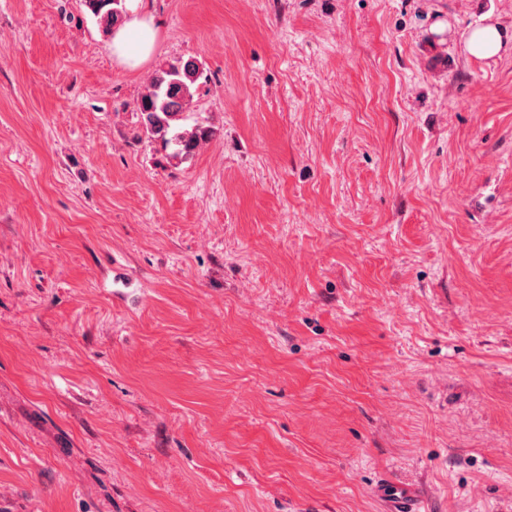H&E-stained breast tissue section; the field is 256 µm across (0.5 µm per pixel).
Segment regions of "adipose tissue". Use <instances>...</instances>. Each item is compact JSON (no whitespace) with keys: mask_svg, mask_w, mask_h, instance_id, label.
I'll list each match as a JSON object with an SVG mask.
<instances>
[{"mask_svg":"<svg viewBox=\"0 0 512 512\" xmlns=\"http://www.w3.org/2000/svg\"><path fill=\"white\" fill-rule=\"evenodd\" d=\"M160 31L147 0H128L126 13L112 29L110 50L122 68L135 71L157 53Z\"/></svg>","mask_w":512,"mask_h":512,"instance_id":"obj_1","label":"adipose tissue"}]
</instances>
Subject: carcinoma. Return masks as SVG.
<instances>
[{
	"label": "carcinoma",
	"mask_w": 512,
	"mask_h": 512,
	"mask_svg": "<svg viewBox=\"0 0 512 512\" xmlns=\"http://www.w3.org/2000/svg\"><path fill=\"white\" fill-rule=\"evenodd\" d=\"M82 2L107 29L122 17L123 0ZM198 78L199 65L192 58L165 64L155 71L136 106L146 132L171 146V158L178 161L192 158L211 137L206 126H181L183 115L193 103Z\"/></svg>",
	"instance_id": "carcinoma-1"
}]
</instances>
